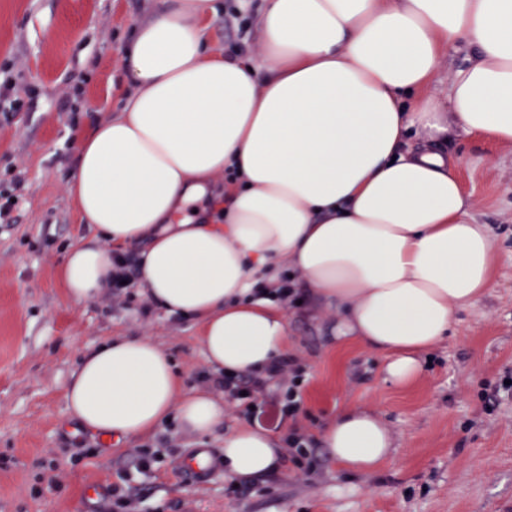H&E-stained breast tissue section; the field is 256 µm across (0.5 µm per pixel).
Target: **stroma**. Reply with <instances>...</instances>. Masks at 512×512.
Returning <instances> with one entry per match:
<instances>
[{
    "instance_id": "obj_1",
    "label": "stroma",
    "mask_w": 512,
    "mask_h": 512,
    "mask_svg": "<svg viewBox=\"0 0 512 512\" xmlns=\"http://www.w3.org/2000/svg\"><path fill=\"white\" fill-rule=\"evenodd\" d=\"M157 0H0V78L26 100L0 110V187L21 179L13 223H0V512H110L107 490L136 512H512V144L456 132L438 145L459 161L474 215L496 241L492 284L455 311L448 340L422 354L411 386L385 379L383 355L334 337L337 315L288 305V353L306 369L296 420L311 439L309 463L283 457L278 470L236 481L216 469L196 482L181 471L191 453H224V434L244 422L228 402L223 428L198 440L169 420L112 443L83 428L65 399L82 354L114 336L160 345L187 390L223 395L198 341V325L165 316L139 288L70 301L57 270L91 234L66 187L79 141L111 117L126 90L125 51L153 19ZM234 0H219L208 35L225 56L257 59V11L246 31L225 27ZM374 411L396 448L377 470L332 462L328 420ZM155 457L140 470L137 450Z\"/></svg>"
}]
</instances>
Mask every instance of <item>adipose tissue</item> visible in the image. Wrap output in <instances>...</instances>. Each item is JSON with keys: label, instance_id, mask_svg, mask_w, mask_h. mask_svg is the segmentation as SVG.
Here are the masks:
<instances>
[{"label": "adipose tissue", "instance_id": "1", "mask_svg": "<svg viewBox=\"0 0 512 512\" xmlns=\"http://www.w3.org/2000/svg\"><path fill=\"white\" fill-rule=\"evenodd\" d=\"M214 0H160L126 54L129 95L78 146L67 190L89 239L59 280L75 301L112 285L113 249L137 254L136 278L166 315L200 326L215 374L260 375L288 345L277 291L284 271L335 310L336 339L388 357L409 384L456 309L491 286L495 240L477 223L457 163L427 150L456 129L512 144V0H263L259 62L224 59L205 21ZM472 46L448 94L427 87L442 54ZM234 172L233 185L215 181ZM205 201L202 219L190 202ZM71 414L104 441L177 417L204 437L222 398L183 392L157 344L112 337L68 382ZM323 444L371 471L393 442L372 412L332 418ZM277 436L240 426L224 470L274 471Z\"/></svg>", "mask_w": 512, "mask_h": 512}]
</instances>
